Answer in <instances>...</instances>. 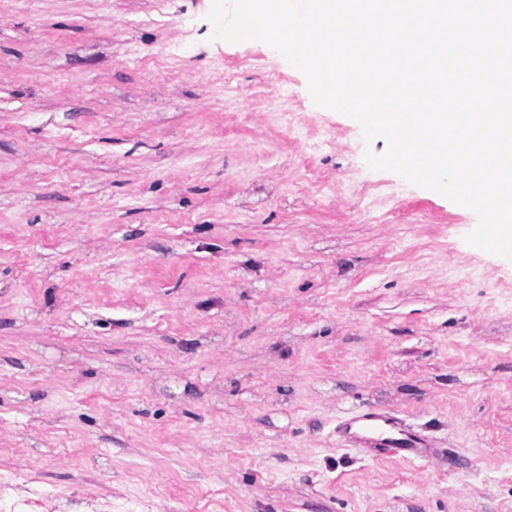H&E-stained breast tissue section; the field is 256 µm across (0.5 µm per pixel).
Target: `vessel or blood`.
Returning a JSON list of instances; mask_svg holds the SVG:
<instances>
[{"mask_svg":"<svg viewBox=\"0 0 512 512\" xmlns=\"http://www.w3.org/2000/svg\"><path fill=\"white\" fill-rule=\"evenodd\" d=\"M336 432L349 446L398 461H425L435 451L428 435L412 429L396 413L371 407L344 416Z\"/></svg>","mask_w":512,"mask_h":512,"instance_id":"obj_1","label":"vessel or blood"}]
</instances>
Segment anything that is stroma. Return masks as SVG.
Returning a JSON list of instances; mask_svg holds the SVG:
<instances>
[{
  "label": "stroma",
  "instance_id": "35a3bbf8",
  "mask_svg": "<svg viewBox=\"0 0 512 512\" xmlns=\"http://www.w3.org/2000/svg\"><path fill=\"white\" fill-rule=\"evenodd\" d=\"M211 6L0 0V512H512V266ZM336 433L351 447L398 461H425L436 451L428 435L412 429L396 413L371 407L341 418Z\"/></svg>",
  "mask_w": 512,
  "mask_h": 512
}]
</instances>
